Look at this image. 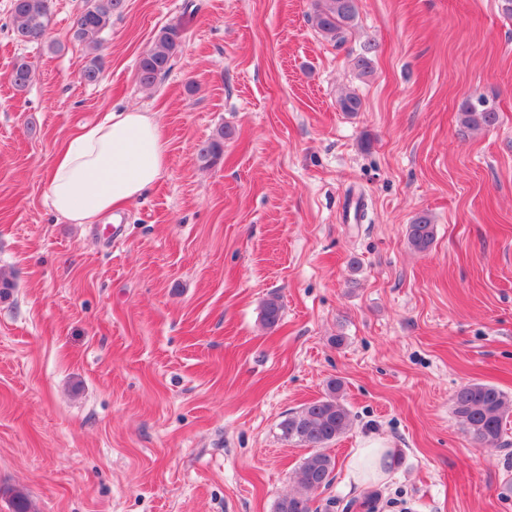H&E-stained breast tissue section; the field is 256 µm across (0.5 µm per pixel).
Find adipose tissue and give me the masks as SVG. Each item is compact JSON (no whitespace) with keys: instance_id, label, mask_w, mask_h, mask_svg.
Wrapping results in <instances>:
<instances>
[{"instance_id":"adipose-tissue-1","label":"adipose tissue","mask_w":512,"mask_h":512,"mask_svg":"<svg viewBox=\"0 0 512 512\" xmlns=\"http://www.w3.org/2000/svg\"><path fill=\"white\" fill-rule=\"evenodd\" d=\"M166 146L155 116L137 110L108 113L60 150L48 177L53 210L71 224H103L163 174ZM384 440H367L352 454L348 474L364 485L389 474Z\"/></svg>"}]
</instances>
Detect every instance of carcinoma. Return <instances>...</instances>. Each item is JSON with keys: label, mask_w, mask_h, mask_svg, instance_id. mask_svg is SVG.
Returning a JSON list of instances; mask_svg holds the SVG:
<instances>
[{"label": "carcinoma", "mask_w": 512, "mask_h": 512, "mask_svg": "<svg viewBox=\"0 0 512 512\" xmlns=\"http://www.w3.org/2000/svg\"><path fill=\"white\" fill-rule=\"evenodd\" d=\"M123 0H87V6L76 17L73 38L83 44L90 55L80 73L86 84L100 82L103 65L100 51L104 34L112 26V16L121 12ZM357 16L356 0H312L308 21L325 38L341 44ZM13 34L19 42H33L49 34L51 13L49 0H12ZM183 27L177 23L162 28L151 47L138 62L137 79L151 87L171 70L172 62L183 46ZM370 48L353 59V68L360 77L372 73ZM31 65L25 59L14 64L12 84L18 90L31 81ZM460 125L472 132L488 130L498 122V114L469 100L458 113ZM231 131L219 129L215 137L197 149L198 159L213 164L223 153L224 138ZM410 245L417 251L429 250L435 240L436 225L426 214L417 216L407 225ZM283 308L278 299L265 301L262 309L264 326L272 328L282 319ZM455 415L463 430L482 448L501 444L504 425L512 412V400L497 386L472 381L461 385L452 396ZM353 423L342 395V383L333 380L327 393L279 423L281 437L309 449L295 474L294 492L277 501L275 512H318L314 507L318 492L329 488L335 479L336 458L329 447L349 431Z\"/></svg>", "instance_id": "cac0c4a2"}]
</instances>
